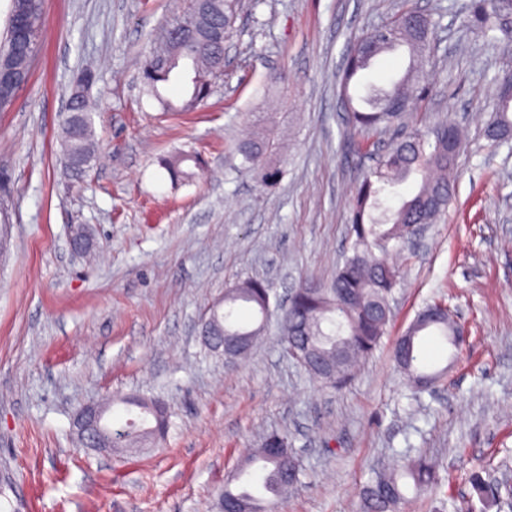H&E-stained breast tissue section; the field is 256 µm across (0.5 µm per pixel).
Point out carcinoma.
Returning <instances> with one entry per match:
<instances>
[{"label":"carcinoma","mask_w":512,"mask_h":512,"mask_svg":"<svg viewBox=\"0 0 512 512\" xmlns=\"http://www.w3.org/2000/svg\"><path fill=\"white\" fill-rule=\"evenodd\" d=\"M238 0H224V17L211 13L207 7L192 0L183 17L190 20L198 42H203L209 22L224 20V27H233ZM21 9L29 18L31 50L26 55H11V39L0 37V64L17 71H27L37 53L44 33L42 0H11V9ZM462 26L481 34L495 43L497 33L512 25V0H470L461 17ZM437 22L419 8L406 4L390 22L368 28L355 37L348 51L345 66L338 82V93L346 106L351 129L364 138L355 142L358 151L372 154L367 136H377L395 125H402L413 112L425 111V102L432 96V86L426 80V68L432 62L433 39ZM399 47L406 48L410 62L405 73L387 87L371 88L358 98L351 89L363 71L374 60ZM156 50L149 49L143 58L142 79L145 94L155 99L168 112H189L201 105L210 95L212 83L218 78L212 53L206 48L189 51L176 41L167 48L168 68L157 70L152 59ZM95 72L83 69L74 79L68 97V115L61 125L63 157L72 161L73 177H82L94 160V104L87 88ZM178 83L182 87L180 103L175 104L162 94V89ZM512 86V74H504L498 82L497 102L493 119L487 124L485 137L496 143L512 138V98L506 88ZM234 151L241 155L242 169L254 174L265 186L278 184L283 175L281 164L272 159L279 144L269 136L258 133L237 140ZM461 149V134L449 118L411 129L404 137L391 142L379 155L376 166L359 183L351 204L348 224L352 239L350 254L328 283L313 279L301 281L279 316L280 344L289 348L288 332L298 329L309 336V346L325 360L335 364L331 379L313 375L318 382L340 387L353 375L359 363L380 343L392 320L390 305L397 283V270L385 260L389 245L400 247L409 240L408 228L413 224H434L448 209L454 194V174ZM191 162L201 165L192 154L179 152L163 161L171 181L184 180L193 172L183 169ZM413 176L421 179L418 190L401 201L398 208L384 205L391 189ZM268 285L260 280H248L224 291V306L210 311L224 333L229 336H252L266 331L268 314L266 297ZM249 309L254 318L250 327L235 321V312ZM443 337L458 347L448 314L442 313L422 322L414 321L405 332L409 337L406 348L396 345L393 359L409 384L428 388L435 384L440 373L421 369L422 337L430 334ZM112 404H121L127 412L138 410L136 417L127 419L118 434V448L136 449L143 443H155L165 437L168 428L166 409L155 402L143 403L136 396H117ZM261 462L267 469L263 488L273 495L272 510L283 503V476L288 473L299 479L301 466L286 448L276 453L264 446L249 457L244 468ZM436 470L425 452L419 450L413 458L396 460L395 464L378 471L363 488L359 512H400L406 502L403 489L413 484L420 492L436 484ZM224 501L238 505L247 512H265L262 500L247 490L224 487Z\"/></svg>","instance_id":"carcinoma-1"}]
</instances>
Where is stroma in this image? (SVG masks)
<instances>
[{
    "mask_svg": "<svg viewBox=\"0 0 512 512\" xmlns=\"http://www.w3.org/2000/svg\"><path fill=\"white\" fill-rule=\"evenodd\" d=\"M468 0H417L432 13L436 94L424 117L467 132L455 200L420 241L390 250L393 318L340 389L324 388L283 349L278 324L234 363L199 324L225 288L258 279L285 302L306 277L330 280L350 244L347 218L372 161L355 150L337 83L362 30L403 0H241L225 45L232 68L192 112L140 91L143 55L188 0H43L45 35L27 84L0 112V512H214L227 479L269 434L300 460L286 512H358L362 487L424 449L439 485L406 487V512H482L473 475L512 470V150L484 136L512 52L461 28ZM97 63L89 94L97 160L81 180L58 146L69 88ZM280 146L275 190L240 172L229 147L244 122ZM197 155L202 171L171 182L161 162ZM97 251H71L72 225ZM439 301L466 330L453 351L427 338L434 387L404 385L392 346ZM135 395L162 402L164 442L137 453L83 447L82 405Z\"/></svg>",
    "mask_w": 512,
    "mask_h": 512,
    "instance_id": "35a3bbf8",
    "label": "stroma"
}]
</instances>
